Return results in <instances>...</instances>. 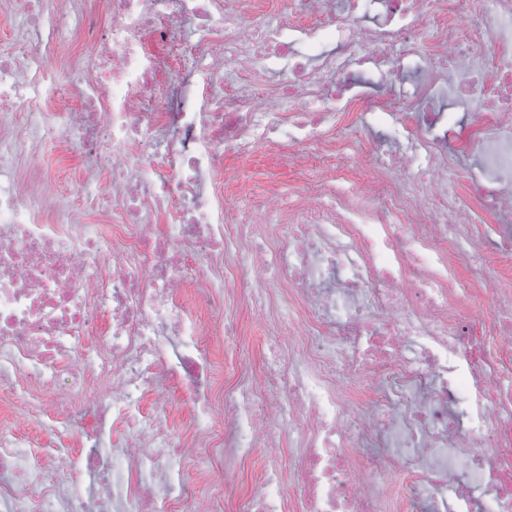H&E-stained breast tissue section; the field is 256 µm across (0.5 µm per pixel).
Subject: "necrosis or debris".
Wrapping results in <instances>:
<instances>
[{
    "instance_id": "necrosis-or-debris-1",
    "label": "necrosis or debris",
    "mask_w": 512,
    "mask_h": 512,
    "mask_svg": "<svg viewBox=\"0 0 512 512\" xmlns=\"http://www.w3.org/2000/svg\"><path fill=\"white\" fill-rule=\"evenodd\" d=\"M20 3L0 46V397L80 447L1 424L0 512H512V289L466 276L472 224L512 215V0H289L287 21L256 0ZM65 91L78 107L49 110ZM353 114L390 132L368 182L334 169L291 208L229 213V157L303 166ZM62 147L111 186L62 202ZM479 292L493 320L467 312ZM240 299L280 342L258 385L220 391L209 350ZM277 424L288 454L226 487Z\"/></svg>"
}]
</instances>
